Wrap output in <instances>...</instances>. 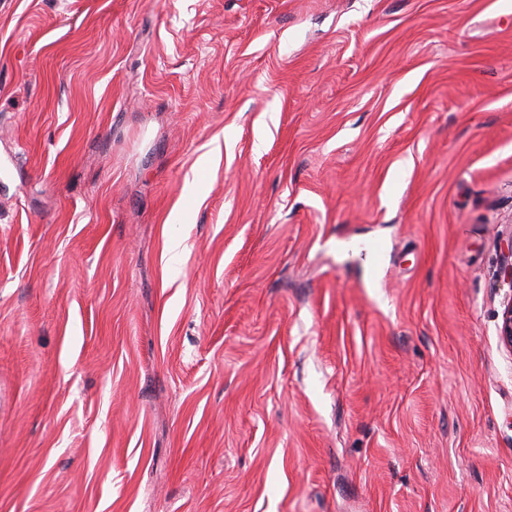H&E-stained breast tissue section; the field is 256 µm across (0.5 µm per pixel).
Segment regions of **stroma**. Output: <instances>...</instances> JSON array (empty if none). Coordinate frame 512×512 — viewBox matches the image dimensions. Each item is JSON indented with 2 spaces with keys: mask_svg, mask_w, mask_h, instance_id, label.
I'll return each instance as SVG.
<instances>
[{
  "mask_svg": "<svg viewBox=\"0 0 512 512\" xmlns=\"http://www.w3.org/2000/svg\"><path fill=\"white\" fill-rule=\"evenodd\" d=\"M511 246L512 0H0V512H512Z\"/></svg>",
  "mask_w": 512,
  "mask_h": 512,
  "instance_id": "35a3bbf8",
  "label": "stroma"
}]
</instances>
